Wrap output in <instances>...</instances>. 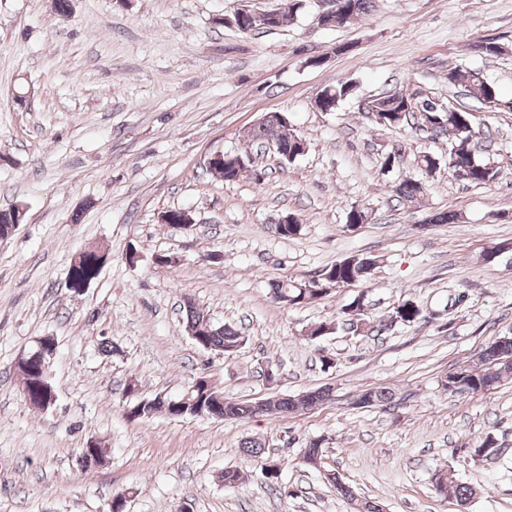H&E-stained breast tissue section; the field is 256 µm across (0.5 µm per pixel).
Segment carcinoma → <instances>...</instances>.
<instances>
[{
  "mask_svg": "<svg viewBox=\"0 0 512 512\" xmlns=\"http://www.w3.org/2000/svg\"><path fill=\"white\" fill-rule=\"evenodd\" d=\"M372 0H338L339 20L342 25L354 16L369 11ZM285 21V15L279 11L273 17L260 24L245 16L235 15L224 19V22L236 27L243 33H252L259 30L270 31L279 28ZM355 86L350 83H341L324 90V97L317 98L319 111L333 112L339 104L354 94ZM469 96L484 105L498 104L496 87L484 80H475L469 84ZM373 115L376 122L385 127H393L407 121L414 113H428V120L437 125L435 131L445 132L441 125L445 124L456 131V136L448 148V167L453 171L462 172L464 181L471 184H487L497 178L498 172L488 164L479 161L475 155V148L470 143V112L462 109L438 107L428 98L418 99L403 90L389 95L379 96L372 100ZM251 141L261 144H273L277 153L294 159L306 150V143L294 129H284L277 116L260 122L252 131ZM250 158L248 154L230 153L224 159L209 166L212 173L219 175L225 182L236 181L244 172ZM426 189V182L421 179H408L401 182L396 189L398 197L407 201L418 199ZM106 258L90 254L80 265L69 269V276L77 283L94 281L105 263ZM376 260L371 255H357L338 261L323 272L321 284L330 288H342L354 282L365 281L371 275ZM271 291L276 299L288 296V303L293 306L308 304L316 301L319 293H305L294 286L291 280H279L271 285ZM185 329L197 332L194 342L200 348L219 353L232 352L244 342V337L238 329L230 324L217 326L213 324L202 309L191 306L184 308ZM400 317V323L408 325L413 323L420 315L419 306L407 299L395 308ZM512 376V336H502L482 349L473 364L465 367L461 376V390L467 393L487 392L505 378ZM23 395L29 405L40 407L50 398V389L46 384V373L33 362L23 376ZM327 398L321 390H312L296 399H282L277 408L270 411L272 415H288L301 407H312ZM393 394L387 389L368 390L360 397V404L365 407L385 404L392 400ZM194 401L191 406H175L169 398L159 397L133 401L129 403L127 415L132 420L149 421L158 415L172 418L204 416L220 419H250L259 414L253 403L228 400L224 394L208 389L199 384L190 393ZM244 453L261 463V469H266L269 456L266 455L261 441L248 438L242 443ZM436 492L442 496H452L467 501L473 494L472 489L444 476L438 477Z\"/></svg>",
  "mask_w": 512,
  "mask_h": 512,
  "instance_id": "carcinoma-1",
  "label": "carcinoma"
}]
</instances>
